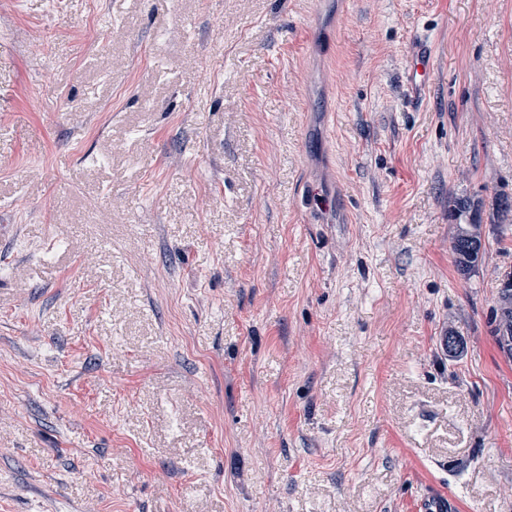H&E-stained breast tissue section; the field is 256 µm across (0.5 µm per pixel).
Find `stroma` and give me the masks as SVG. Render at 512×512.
Masks as SVG:
<instances>
[{
    "label": "stroma",
    "mask_w": 512,
    "mask_h": 512,
    "mask_svg": "<svg viewBox=\"0 0 512 512\" xmlns=\"http://www.w3.org/2000/svg\"><path fill=\"white\" fill-rule=\"evenodd\" d=\"M503 197L512 0H0V512H512ZM457 267L465 272L476 267L482 258V240L479 224L460 227L453 242ZM505 279L498 288L494 334L500 350L512 358V281L506 282ZM454 508L453 500L441 491H427L419 500L420 512H452Z\"/></svg>",
    "instance_id": "obj_1"
}]
</instances>
